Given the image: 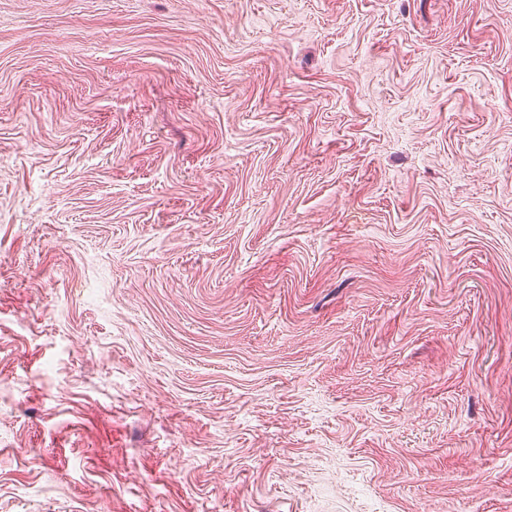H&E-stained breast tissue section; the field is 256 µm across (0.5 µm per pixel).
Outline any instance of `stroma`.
I'll use <instances>...</instances> for the list:
<instances>
[{
    "instance_id": "obj_1",
    "label": "stroma",
    "mask_w": 512,
    "mask_h": 512,
    "mask_svg": "<svg viewBox=\"0 0 512 512\" xmlns=\"http://www.w3.org/2000/svg\"><path fill=\"white\" fill-rule=\"evenodd\" d=\"M0 512H512V0H0Z\"/></svg>"
}]
</instances>
